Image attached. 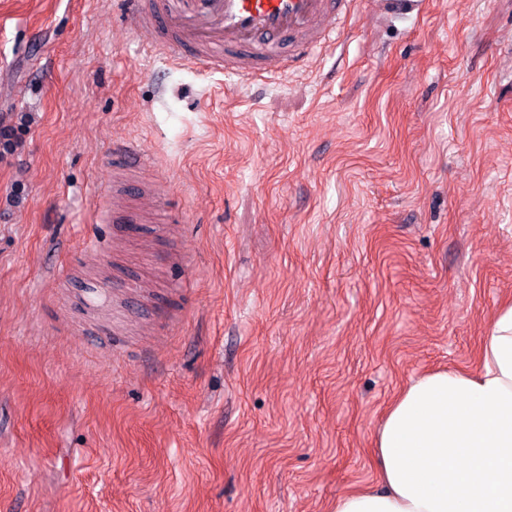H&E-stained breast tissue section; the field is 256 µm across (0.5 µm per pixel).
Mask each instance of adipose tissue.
<instances>
[{
	"label": "adipose tissue",
	"mask_w": 512,
	"mask_h": 512,
	"mask_svg": "<svg viewBox=\"0 0 512 512\" xmlns=\"http://www.w3.org/2000/svg\"><path fill=\"white\" fill-rule=\"evenodd\" d=\"M375 485L334 512H512V304L484 336L477 371L412 381L375 439Z\"/></svg>",
	"instance_id": "adipose-tissue-1"
}]
</instances>
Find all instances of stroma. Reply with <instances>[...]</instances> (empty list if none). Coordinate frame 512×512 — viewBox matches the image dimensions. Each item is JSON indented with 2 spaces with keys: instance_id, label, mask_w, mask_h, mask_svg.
I'll use <instances>...</instances> for the list:
<instances>
[{
  "instance_id": "35a3bbf8",
  "label": "stroma",
  "mask_w": 512,
  "mask_h": 512,
  "mask_svg": "<svg viewBox=\"0 0 512 512\" xmlns=\"http://www.w3.org/2000/svg\"><path fill=\"white\" fill-rule=\"evenodd\" d=\"M118 9L0 0V120H31L0 165V512H333L375 484L400 392L475 368L512 302V0H358L258 82L174 64ZM121 136L171 182L87 262ZM101 273L143 307L81 304ZM115 333L96 332L90 336L92 346L101 354L106 356H119L127 351V346L123 341L116 337Z\"/></svg>"
}]
</instances>
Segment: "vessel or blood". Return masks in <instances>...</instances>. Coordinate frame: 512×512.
I'll return each mask as SVG.
<instances>
[{
	"mask_svg": "<svg viewBox=\"0 0 512 512\" xmlns=\"http://www.w3.org/2000/svg\"><path fill=\"white\" fill-rule=\"evenodd\" d=\"M357 0H125L124 20L134 30L153 34L157 52L177 63L199 66L250 80L272 69H295L332 41L335 26L349 22ZM113 168L139 173L154 160L128 138L112 143ZM99 221L120 235L125 225L141 223L127 198L106 202ZM86 305L114 303L108 282L93 283L83 295ZM92 346L106 356L127 347L115 334L98 332Z\"/></svg>",
	"mask_w": 512,
	"mask_h": 512,
	"instance_id": "1",
	"label": "vessel or blood"
}]
</instances>
